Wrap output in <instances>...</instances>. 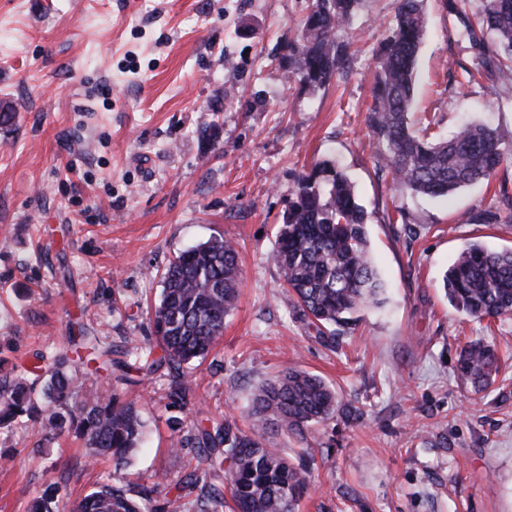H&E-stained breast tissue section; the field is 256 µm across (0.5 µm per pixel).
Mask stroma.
<instances>
[{
  "instance_id": "obj_1",
  "label": "stroma",
  "mask_w": 512,
  "mask_h": 512,
  "mask_svg": "<svg viewBox=\"0 0 512 512\" xmlns=\"http://www.w3.org/2000/svg\"><path fill=\"white\" fill-rule=\"evenodd\" d=\"M447 0H425L411 120L443 137L481 123L512 131V84L469 81L473 47ZM309 0H0V381L66 347L71 323L98 335H150L148 310L179 252L234 240L239 301L190 373L178 409L156 373L116 381L146 436L130 462L89 461L70 435L44 439L22 418L0 428V512H25L49 485L71 506L98 485L155 487L192 512L175 482L200 468L174 451L172 418H242L281 368L321 376L358 417L306 439L314 458L297 512H512V316L458 312L442 275L468 243L512 248V163L445 198L396 185L365 126L395 0H358L342 31L349 61L322 87L288 80ZM328 161L368 213L370 252L388 287L335 348L315 338L280 286L276 232L297 180ZM67 254L58 257L59 242ZM495 344L500 373L475 392L457 372L465 342Z\"/></svg>"
}]
</instances>
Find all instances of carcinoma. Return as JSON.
<instances>
[{
  "label": "carcinoma",
  "instance_id": "carcinoma-1",
  "mask_svg": "<svg viewBox=\"0 0 512 512\" xmlns=\"http://www.w3.org/2000/svg\"><path fill=\"white\" fill-rule=\"evenodd\" d=\"M358 0H311L301 23L290 77L308 86L328 83L345 62L349 44L336 33L352 17ZM466 0H448V13L462 20L473 41L478 33L496 36L494 60L486 72L497 82H512V0H484L471 20L462 14ZM396 25L383 42L377 81L367 108L366 127L377 139L395 183L408 190L446 197L478 182L492 180L508 160L509 137L482 125H466L449 138L430 128L413 129L416 66L426 18L422 0H396ZM368 214L348 177L328 161L317 162L301 176L277 231L275 261L284 287L295 298L299 314L316 332V339H335L358 311L383 303L385 284L373 264L367 232ZM241 268L236 243L213 238L180 252L165 269L162 291L151 311L153 336L134 345L124 336L104 344L77 325L76 347L88 350V361L104 359L110 368L146 377L163 369L174 404H187L191 391L188 365L208 354L224 330V318L234 308ZM449 303L472 317L512 315V250L494 251L479 242L465 247L443 276ZM161 355L153 357L155 348ZM69 358L60 354L45 367L36 366L44 381V402L33 398V387L20 378L0 385V425L26 416L48 437L71 434L84 441L92 458L107 457L123 466L140 447L144 425L138 408L114 387L91 388L74 398V378L66 370ZM457 371L480 392L495 380L499 358L482 339L461 349ZM351 417L336 391L320 376L286 367L252 393L247 429L226 419L216 426L172 421L180 432L178 450L203 455L205 467L175 484L180 491H199L203 512H222L228 493L237 512H296L307 493L308 454L298 463L268 446V435L306 438L318 427ZM225 483H214L218 472ZM143 486L133 496L121 487L103 485L70 508V512H166ZM29 512H60L56 489L47 487Z\"/></svg>",
  "mask_w": 512,
  "mask_h": 512
}]
</instances>
